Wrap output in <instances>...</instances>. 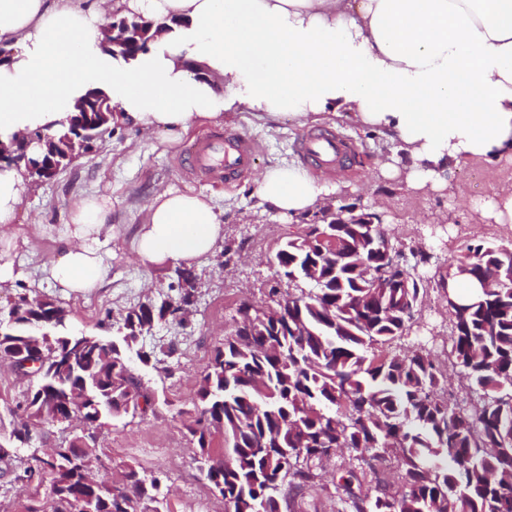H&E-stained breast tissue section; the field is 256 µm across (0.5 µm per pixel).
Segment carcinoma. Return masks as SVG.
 I'll list each match as a JSON object with an SVG mask.
<instances>
[{
	"label": "carcinoma",
	"mask_w": 512,
	"mask_h": 512,
	"mask_svg": "<svg viewBox=\"0 0 512 512\" xmlns=\"http://www.w3.org/2000/svg\"><path fill=\"white\" fill-rule=\"evenodd\" d=\"M152 26L151 19L142 22L122 58L149 51ZM36 134L51 150L44 151L41 169L25 175L42 180L70 165L65 140L82 139L88 152L112 136V113L75 112L62 127ZM329 233L344 243L364 235L366 225L337 224ZM276 260L289 281L304 283L308 268H318L313 290L294 296L269 289L273 311L240 305L239 314L251 320L214 348L187 426L204 459L216 437L233 441L224 469L205 476L225 509L280 512L283 498L312 485L311 463L347 448L372 472L387 453L397 454L404 484L362 497L353 489L355 470L342 471L336 488L345 494L343 512H390L393 504L395 512H512V497L496 486L499 475L512 473V247L470 244L437 283L443 286L461 266L468 280L493 279V288L468 302L452 296L450 355L479 394L465 413L444 396L428 342L394 354L385 350L408 330L411 311L427 292L402 255L392 264L378 249H338L310 224L306 236L278 248ZM175 275L170 288L178 294L131 308L112 341L72 333L62 325V307L48 298L20 293L0 316V359L42 361L11 409L23 417L12 432L14 447L54 424L52 414L82 425L52 453L31 457L18 475L28 482L45 475L56 512H79L76 502L87 492L95 512H124L112 487L87 484V464L106 421L154 404L128 355L134 350L150 362L151 352L138 344L193 302L194 270L178 268ZM123 477L137 501L157 499L158 477L132 467Z\"/></svg>",
	"instance_id": "obj_1"
}]
</instances>
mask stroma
Instances as JSON below:
<instances>
[{"instance_id":"35a3bbf8","label":"stroma","mask_w":512,"mask_h":512,"mask_svg":"<svg viewBox=\"0 0 512 512\" xmlns=\"http://www.w3.org/2000/svg\"><path fill=\"white\" fill-rule=\"evenodd\" d=\"M221 126L243 132L257 143V171L298 163L293 144L302 129L288 116L261 118L244 110ZM221 126L198 121L175 139L160 129L115 124L110 139L78 157L54 178L28 179L23 203L10 228L12 255L23 266L26 276L21 284L30 296L54 300L67 311L74 328L108 340L116 331L103 326L105 316L120 320L130 308L168 293L173 281L171 267L144 265L131 249L153 194L167 188L202 193L212 198L221 214L224 241L213 255L193 264L198 280L188 315L182 321L159 326L154 361L134 366L135 375L155 395L153 410L112 419L97 433L100 454L91 464L95 480L118 484L127 464L160 478V505L143 501L142 512H224V500L210 490L199 450L187 431L197 379L214 347L231 331L238 318V305L244 301L268 305L269 288H287L274 263L275 252L314 218L310 211L285 217L259 207L255 177L227 187H212L183 174L179 162L184 153L197 137ZM314 127L340 132L359 148L351 169L326 175V182L341 187L327 198V205H356L377 213L395 248L430 253L429 263L415 267L423 279H437L472 242L512 246V224L485 219L475 208L477 202L495 192L512 189L511 161L470 160L454 168L446 190L424 193L383 177L380 164L391 154L393 144L382 131L354 125L331 113L321 116ZM93 194L112 198L107 221L114 236L100 245L110 276L104 288L76 297L48 281L43 269L63 246L60 232L69 221L73 202ZM37 224L43 227L38 237L33 234ZM411 333L405 348H412L416 336L435 337L437 349L451 348L448 298L440 289H429ZM169 345L174 346V355H167ZM27 386V378L0 361L1 439H8L20 424L11 407ZM71 431L68 424L47 428L32 449L14 448L9 457L0 459V512H26L43 499L44 487L18 483L15 473L29 452L47 455ZM354 464L344 450L313 462L315 482L291 500L289 512H340L336 477Z\"/></svg>"}]
</instances>
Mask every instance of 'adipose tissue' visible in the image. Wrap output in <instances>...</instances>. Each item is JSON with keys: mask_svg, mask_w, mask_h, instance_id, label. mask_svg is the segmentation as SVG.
Instances as JSON below:
<instances>
[{"mask_svg": "<svg viewBox=\"0 0 512 512\" xmlns=\"http://www.w3.org/2000/svg\"><path fill=\"white\" fill-rule=\"evenodd\" d=\"M129 13L179 26L131 60L101 47L108 0H0V144L64 120L87 90L112 99V119L180 134L223 122L240 106L298 125L325 112L391 133L382 169L409 188L441 191L452 166L512 159V0H126ZM198 64L202 80L185 62ZM26 191L0 165V228ZM333 192L299 167L267 168L261 207L304 213ZM108 196L82 198L44 272L71 294L106 285L97 244ZM224 226L210 198L166 189L149 205L132 246L142 262L187 264L213 255Z\"/></svg>", "mask_w": 512, "mask_h": 512, "instance_id": "ef3b65f1", "label": "adipose tissue"}]
</instances>
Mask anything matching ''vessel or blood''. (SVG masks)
Instances as JSON below:
<instances>
[{
    "label": "vessel or blood",
    "instance_id": "obj_1",
    "mask_svg": "<svg viewBox=\"0 0 512 512\" xmlns=\"http://www.w3.org/2000/svg\"><path fill=\"white\" fill-rule=\"evenodd\" d=\"M297 155L323 171L340 169L357 152L353 141L344 135L321 130L301 136L296 144ZM257 149L252 139L236 131L195 142L184 164L188 173L212 184H233L256 168Z\"/></svg>",
    "mask_w": 512,
    "mask_h": 512
}]
</instances>
